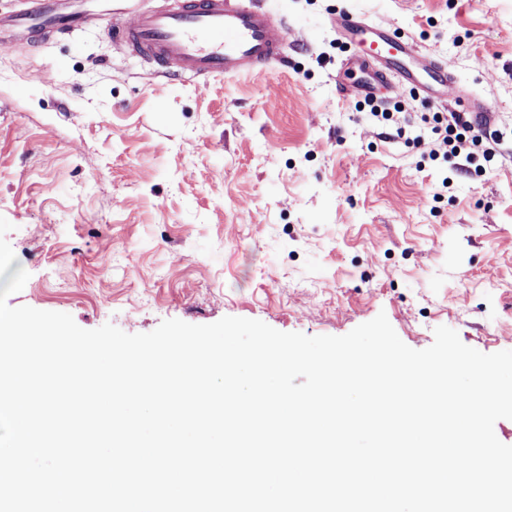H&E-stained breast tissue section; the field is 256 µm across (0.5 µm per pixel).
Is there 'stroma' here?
<instances>
[{
	"instance_id": "1",
	"label": "stroma",
	"mask_w": 512,
	"mask_h": 512,
	"mask_svg": "<svg viewBox=\"0 0 512 512\" xmlns=\"http://www.w3.org/2000/svg\"><path fill=\"white\" fill-rule=\"evenodd\" d=\"M65 32L0 28V289L13 307L92 330L145 333L226 316L342 336L386 314L422 350L447 326L512 350V0H257L288 27L292 61L202 83L152 79L104 25L126 0H45ZM349 10L484 101L504 139L455 172L390 77L383 134L334 26ZM275 99L268 109L267 99Z\"/></svg>"
}]
</instances>
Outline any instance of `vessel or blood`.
<instances>
[{
    "instance_id": "1",
    "label": "vessel or blood",
    "mask_w": 512,
    "mask_h": 512,
    "mask_svg": "<svg viewBox=\"0 0 512 512\" xmlns=\"http://www.w3.org/2000/svg\"><path fill=\"white\" fill-rule=\"evenodd\" d=\"M24 5L21 23L54 28L42 0H24ZM336 29L350 45L370 49L364 61L371 73L370 83L362 88L365 96H372L375 85L395 72L417 84L427 102H438L435 88L447 82L448 74L434 58L425 56L410 64L396 32L367 24L348 11L338 16ZM106 32L144 59L154 75L168 79L189 76L206 81L288 62L287 26L274 21L255 0H176L168 8L142 10L132 27L113 23Z\"/></svg>"
}]
</instances>
